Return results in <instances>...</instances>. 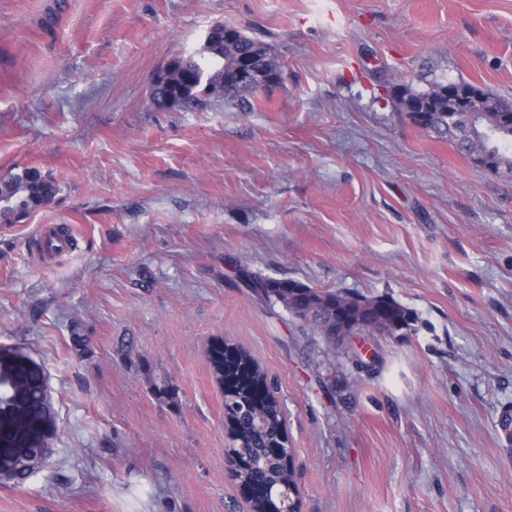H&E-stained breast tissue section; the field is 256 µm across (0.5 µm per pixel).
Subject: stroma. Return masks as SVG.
Wrapping results in <instances>:
<instances>
[{"mask_svg": "<svg viewBox=\"0 0 512 512\" xmlns=\"http://www.w3.org/2000/svg\"><path fill=\"white\" fill-rule=\"evenodd\" d=\"M270 46L250 110L155 108L215 22ZM512 97V0H0V177L54 200L0 229V349L44 372L50 449L0 512H248L211 340L279 385L301 512H512V177L384 100ZM74 245L42 261L40 225ZM389 296L418 321L357 371L250 275Z\"/></svg>", "mask_w": 512, "mask_h": 512, "instance_id": "obj_1", "label": "stroma"}]
</instances>
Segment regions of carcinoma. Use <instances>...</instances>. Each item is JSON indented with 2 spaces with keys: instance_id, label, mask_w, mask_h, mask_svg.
<instances>
[{
  "instance_id": "carcinoma-1",
  "label": "carcinoma",
  "mask_w": 512,
  "mask_h": 512,
  "mask_svg": "<svg viewBox=\"0 0 512 512\" xmlns=\"http://www.w3.org/2000/svg\"><path fill=\"white\" fill-rule=\"evenodd\" d=\"M222 40V50L211 53L198 50L187 58H179L167 66V78L152 87L150 99L162 109L178 105L184 109L203 108L211 101H224L247 108L257 89L232 82L234 69L247 58H257L260 68L258 80L265 82L272 75L281 76L278 57L263 42L239 31L233 40H224V30H217ZM397 102L400 111L408 113L412 123L438 139L450 141L454 147L474 164L489 167L494 173L512 175V126L502 122L503 106L512 101L484 93L487 112L448 111V83L437 79L428 82V88L417 90L400 82ZM59 191L56 180L35 168H26L17 174L0 178V223L15 224L24 215L51 203ZM249 288L257 297L280 303L290 313L306 321L330 347H336L333 336L341 331L345 319L361 323L358 336H392L414 330L417 317L407 307L387 296L367 297L338 289L319 290L293 280H276L253 275L248 279ZM237 359L224 355V340H216L207 349L214 381L224 391L226 414L236 416L242 402L252 410L248 417L239 419V429L231 448L246 466L237 473L241 482L257 485L259 495L254 500V512H264L269 502L288 507V512H299V488L295 470L285 460L267 453L263 446L276 440L285 429L286 419L273 382L251 353L236 345ZM345 359L358 371H374L382 358L374 353L369 362L357 350L344 351ZM34 385L27 398L16 400L18 409H26L35 416L55 418L48 397L44 374L33 375Z\"/></svg>"
}]
</instances>
